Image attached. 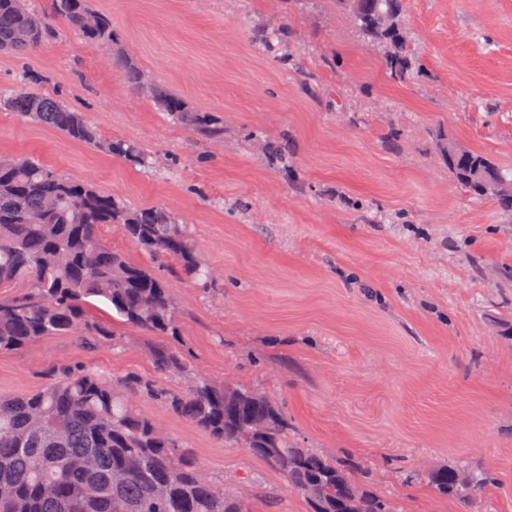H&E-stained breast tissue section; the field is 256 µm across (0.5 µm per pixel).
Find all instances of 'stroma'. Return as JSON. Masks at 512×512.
Segmentation results:
<instances>
[{
	"instance_id": "1",
	"label": "stroma",
	"mask_w": 512,
	"mask_h": 512,
	"mask_svg": "<svg viewBox=\"0 0 512 512\" xmlns=\"http://www.w3.org/2000/svg\"><path fill=\"white\" fill-rule=\"evenodd\" d=\"M115 43L59 35L0 53V90L21 88L85 112L102 139H128L131 165L0 110V155L38 159L185 225L207 287L115 226L102 238L164 275L179 347L199 373L266 392L303 447L359 464L397 512H461L430 492L429 469L491 470L490 512H512V215L456 185L429 133L512 169V0H404L427 68L390 79L335 0H90ZM283 24L298 66L259 49ZM121 50L209 113L212 143L174 123L112 69ZM288 146L279 169L267 146ZM50 336L0 354V396L44 387L59 369L115 381L159 379L153 337ZM130 402L213 478L249 490L248 512H312L247 449L218 443L163 404Z\"/></svg>"
}]
</instances>
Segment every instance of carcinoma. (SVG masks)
Returning a JSON list of instances; mask_svg holds the SVG:
<instances>
[{
	"mask_svg": "<svg viewBox=\"0 0 512 512\" xmlns=\"http://www.w3.org/2000/svg\"><path fill=\"white\" fill-rule=\"evenodd\" d=\"M52 17L16 0H0V52L25 54L54 38L52 19L81 33L92 45L114 41L111 19L89 0H52ZM354 17L361 36L383 54L388 75L402 82L424 73L410 50L412 34L402 23L401 0H336ZM257 43L286 63L288 30L258 31ZM112 68L132 89L151 98L176 122L209 139L223 135L210 115L191 110L171 91L144 82V70L121 52ZM0 109L47 126L80 144L147 167L149 156L124 139L102 141L84 113L61 100L26 90L0 95ZM433 148L451 178L477 199L497 184L498 207L512 214V177L487 154L456 143L439 130ZM120 228L127 240L155 257L180 263L190 279L207 283L210 272L197 258L185 227L164 207H136L86 181L62 176L29 157L0 156V353H18L48 336H109L93 317L97 303L112 321L148 336L177 335L167 281L154 268L131 262L104 244L101 229ZM163 373L187 380L181 391L131 377L112 383L85 367L62 371L34 392L0 398V512H245L235 489L213 495L216 480L203 477L191 452L169 436L122 393L132 390L163 403L199 430L229 445H241L299 491L313 512H395L362 479L349 460L299 447L288 434L282 408L262 393L211 381L167 342L152 351ZM127 470L114 484L112 471ZM434 494L456 500L464 512H481L496 484L487 469L462 464L427 475ZM49 483L54 493L46 495Z\"/></svg>",
	"mask_w": 512,
	"mask_h": 512,
	"instance_id": "carcinoma-1",
	"label": "carcinoma"
}]
</instances>
